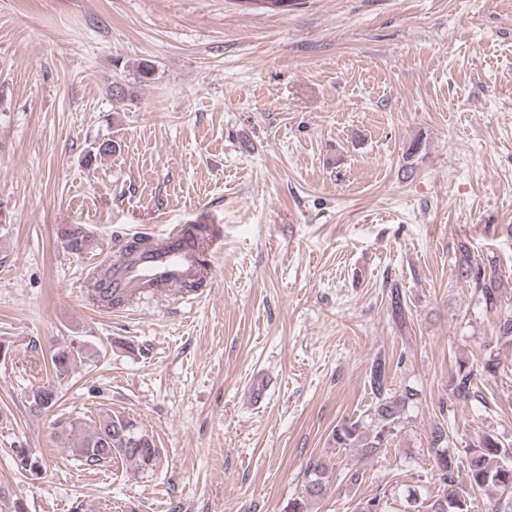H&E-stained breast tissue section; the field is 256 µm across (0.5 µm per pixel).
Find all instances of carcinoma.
Wrapping results in <instances>:
<instances>
[{"label": "carcinoma", "instance_id": "cac0c4a2", "mask_svg": "<svg viewBox=\"0 0 512 512\" xmlns=\"http://www.w3.org/2000/svg\"><path fill=\"white\" fill-rule=\"evenodd\" d=\"M61 236L75 253H81L91 245V236L79 225L66 227ZM455 263L461 276L473 285L485 310L498 309L502 294L497 267L474 259L465 244L460 246ZM87 296L101 309L119 308L131 299L129 295H117L93 283L89 285ZM496 337L499 343L512 344L511 312L499 319ZM500 370L501 361L495 355L486 356L475 367L460 364L452 380V396L462 402L487 404L478 383L486 377L497 376ZM370 385L375 395L373 435H364L361 422L347 420L333 432V439L339 446L358 444L368 455L386 447L387 439L403 422L406 412L417 404L419 397L418 391L412 387L392 388L390 370L381 359L371 367ZM66 434L71 436L77 460L88 469L106 467L118 458L143 470L156 465L158 451L152 439L138 428L134 419L121 412L102 410L97 419L86 426L70 420ZM446 442L448 432L444 426L434 427L428 448L440 488L425 506L426 512H470L472 495L490 489L500 496L489 500L485 512H512V448L489 432L482 435L478 444L465 449L462 455L450 452ZM13 462L18 471L32 475L39 473L42 467L39 458L28 448L13 449ZM335 481V471L325 462L316 460L309 463L302 494L288 504L289 512H308L310 502L325 498Z\"/></svg>", "mask_w": 512, "mask_h": 512}]
</instances>
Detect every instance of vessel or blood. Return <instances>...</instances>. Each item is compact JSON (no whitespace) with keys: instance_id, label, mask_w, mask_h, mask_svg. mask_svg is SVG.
Returning <instances> with one entry per match:
<instances>
[{"instance_id":"1","label":"vessel or blood","mask_w":512,"mask_h":512,"mask_svg":"<svg viewBox=\"0 0 512 512\" xmlns=\"http://www.w3.org/2000/svg\"><path fill=\"white\" fill-rule=\"evenodd\" d=\"M142 248L105 279L106 288L132 296L155 283L165 291L180 288L199 270L198 244L187 235L183 225H171L164 234H144Z\"/></svg>"}]
</instances>
